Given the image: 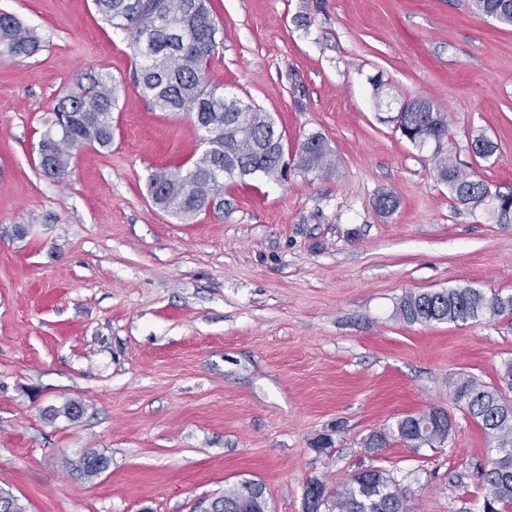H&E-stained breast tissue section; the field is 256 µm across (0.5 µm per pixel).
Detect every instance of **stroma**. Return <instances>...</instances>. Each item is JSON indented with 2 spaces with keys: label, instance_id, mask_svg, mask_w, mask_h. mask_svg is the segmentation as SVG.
<instances>
[{
  "label": "stroma",
  "instance_id": "stroma-1",
  "mask_svg": "<svg viewBox=\"0 0 512 512\" xmlns=\"http://www.w3.org/2000/svg\"><path fill=\"white\" fill-rule=\"evenodd\" d=\"M224 27L213 86L268 112L285 156L322 135L333 173L228 187L219 214L185 222L147 179L197 159L205 134L151 110L124 36L93 0H0L43 40L0 59V489L27 512H191L247 480L270 512H302L381 468L411 512H478L492 443L450 397L457 375L495 385L512 363V316L409 324L410 293L512 294V27L468 0H212ZM119 86L107 151L75 150L60 183L38 143L77 74ZM423 98L447 115L442 144H411L375 104ZM485 135L497 146L475 157ZM452 154L491 191L460 204L434 168ZM395 197L387 214L379 195ZM75 401V420L49 411ZM444 442L364 441L429 409ZM106 461L95 477L84 453Z\"/></svg>",
  "mask_w": 512,
  "mask_h": 512
}]
</instances>
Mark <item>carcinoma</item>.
Segmentation results:
<instances>
[{
	"mask_svg": "<svg viewBox=\"0 0 512 512\" xmlns=\"http://www.w3.org/2000/svg\"><path fill=\"white\" fill-rule=\"evenodd\" d=\"M97 12L112 29L129 40L138 86L153 110L184 114L206 133L207 148L185 169L151 173L147 191L159 207L191 220L224 210V184L263 178H285L283 134L271 115L244 107L237 99L211 85L210 64L223 26L214 19L210 0H93ZM472 10L512 26V0H470ZM41 48L34 29L14 15L0 12V57H31ZM118 85L107 75L85 74L58 101L53 118L38 144L40 165L49 178H67L70 149L90 145L112 146V114L118 107ZM401 128L411 143L432 139L441 143L448 134L445 113L424 99L401 103ZM436 171L455 199L473 209L481 206L487 185L462 169L450 155L436 150ZM294 168L304 173L335 169L333 151L320 135L307 137L295 153ZM498 222H512V191L495 194ZM512 315V294L486 295L473 287L408 294L398 307L409 323H457ZM512 365L498 387L471 375L452 382L456 406L478 420L494 442V455L481 472L484 496L479 512H512ZM448 437V412L431 409L407 414L381 433L370 435L364 447L372 452L398 442L420 448ZM303 512H410L398 480L383 469L354 474L343 489L332 490L322 481L307 482ZM216 512H268L263 484L244 481L224 490Z\"/></svg>",
	"mask_w": 512,
	"mask_h": 512,
	"instance_id": "cac0c4a2",
	"label": "carcinoma"
}]
</instances>
